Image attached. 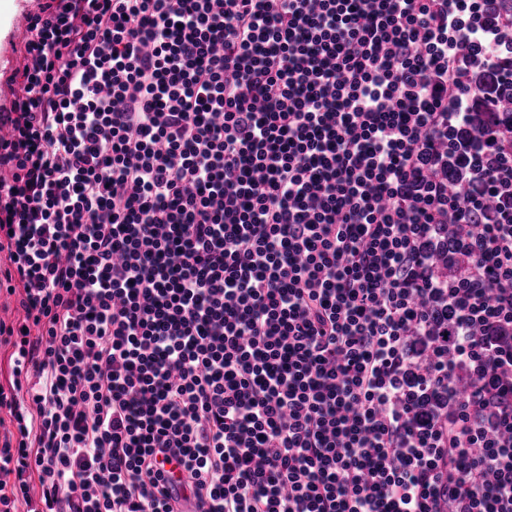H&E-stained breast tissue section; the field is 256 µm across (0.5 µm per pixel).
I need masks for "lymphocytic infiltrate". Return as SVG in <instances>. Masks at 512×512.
Wrapping results in <instances>:
<instances>
[{"label": "lymphocytic infiltrate", "mask_w": 512, "mask_h": 512, "mask_svg": "<svg viewBox=\"0 0 512 512\" xmlns=\"http://www.w3.org/2000/svg\"><path fill=\"white\" fill-rule=\"evenodd\" d=\"M12 95L0 512H512V0H45Z\"/></svg>", "instance_id": "lymphocytic-infiltrate-1"}]
</instances>
